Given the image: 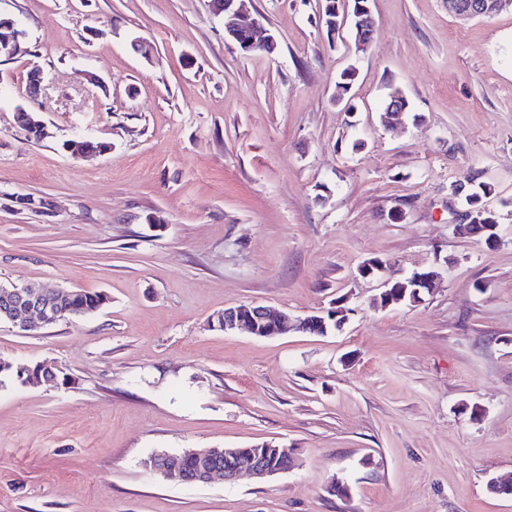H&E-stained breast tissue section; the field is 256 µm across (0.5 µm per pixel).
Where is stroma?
I'll return each instance as SVG.
<instances>
[{
    "mask_svg": "<svg viewBox=\"0 0 512 512\" xmlns=\"http://www.w3.org/2000/svg\"><path fill=\"white\" fill-rule=\"evenodd\" d=\"M369 5L359 52L351 31L328 41L320 0H253L269 54L209 0H0L28 48L0 58V284L107 297L29 332L0 322V357L70 378L0 391V512H512L490 486L512 474V6ZM396 93L411 116L389 129ZM76 136L108 149L70 157ZM474 181L492 249L459 229L449 186ZM370 259L435 269L438 288L374 305ZM250 302L349 315L324 336L210 327ZM262 442L295 466L200 485L144 466ZM503 0H448V11L466 18H476L488 14Z\"/></svg>",
    "mask_w": 512,
    "mask_h": 512,
    "instance_id": "stroma-1",
    "label": "stroma"
}]
</instances>
